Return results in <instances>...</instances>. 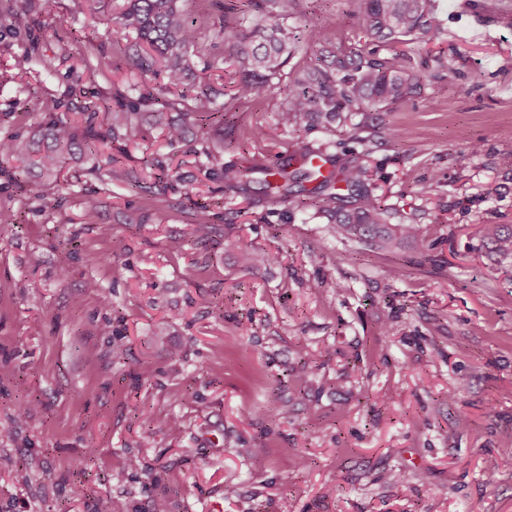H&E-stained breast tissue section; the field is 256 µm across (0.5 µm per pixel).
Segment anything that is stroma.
<instances>
[{"label": "stroma", "instance_id": "obj_1", "mask_svg": "<svg viewBox=\"0 0 512 512\" xmlns=\"http://www.w3.org/2000/svg\"><path fill=\"white\" fill-rule=\"evenodd\" d=\"M27 2L0 13V144L46 106L74 120L143 82L126 55L135 36L114 23L124 0ZM179 5L198 21L194 80L223 90V65L206 66L223 51L217 13ZM352 10L303 0L296 25L391 54ZM436 10L438 36L402 46L425 76L420 95L374 113L369 142L347 127L284 132L271 87L225 116L269 139L235 140L222 158L271 165L323 143L361 159L397 223L423 228V254L337 240L310 208L225 197L219 176L192 165L194 141L168 147L158 127L132 149L130 178L144 159L175 158L172 198L226 209L213 240L178 254L168 243L185 214L72 162L61 178L103 202L100 223H81L79 194L34 199L0 152V512H108L115 498L151 512L161 496L168 512H512V276L474 236L512 224V0ZM24 50L51 69L19 71ZM243 249L274 260L243 269Z\"/></svg>", "mask_w": 512, "mask_h": 512}]
</instances>
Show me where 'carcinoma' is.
<instances>
[{
	"instance_id": "carcinoma-1",
	"label": "carcinoma",
	"mask_w": 512,
	"mask_h": 512,
	"mask_svg": "<svg viewBox=\"0 0 512 512\" xmlns=\"http://www.w3.org/2000/svg\"><path fill=\"white\" fill-rule=\"evenodd\" d=\"M178 2L127 0L117 16L121 28L137 36L126 51L144 74L153 72L157 64L175 81L191 71L195 22ZM354 2L356 26L387 43H400L406 37L428 41L440 30L435 0ZM214 5L220 11L224 62L230 63L236 76L232 93L221 111L209 88L201 85L194 87L192 95L182 94L169 102L173 110L186 104V111L177 113L172 120L158 113L168 145L174 148L184 143L191 130L197 129L201 139L194 155L199 164L220 173L225 194L247 198L254 195L273 203L282 198L301 204L300 195L305 193L322 203L321 209L329 213L338 238L365 241L381 250L411 242L418 251H425L428 244L420 225L390 223L388 210L366 188V169L354 159L332 164L328 174L310 161L291 171L286 164L277 168L220 164L226 146L224 113L251 99L262 88L285 84L278 114L282 128L329 129L346 122L365 105L390 107L417 93L422 86L421 76L413 71L408 57L396 52L382 59L365 58L311 32L308 40L319 46L320 56L285 83V68L298 40L297 27L289 23L298 13V0H216ZM243 6L254 12L246 26L240 17ZM154 101L153 89L146 84L138 90L135 101H127L119 93L111 98L104 96L92 106L79 107L81 123L51 116L37 123V137L12 136L6 149L10 157L24 163L22 172L29 175L37 168L59 171L68 160L79 156L93 161L95 170L104 171L107 180L123 182L124 149L117 148L114 155L113 144L126 146L145 138L141 107ZM167 178L169 174L163 171L152 183L133 181L129 186L148 196L163 195L168 188L164 184ZM307 183L311 187H305ZM188 215L183 237L170 243L174 253L188 244L207 242L216 231V221L224 219V213L213 212L205 203L193 204ZM80 220L83 224L100 222L98 193H82ZM478 236L494 262L506 271L512 270V224H483Z\"/></svg>"
}]
</instances>
